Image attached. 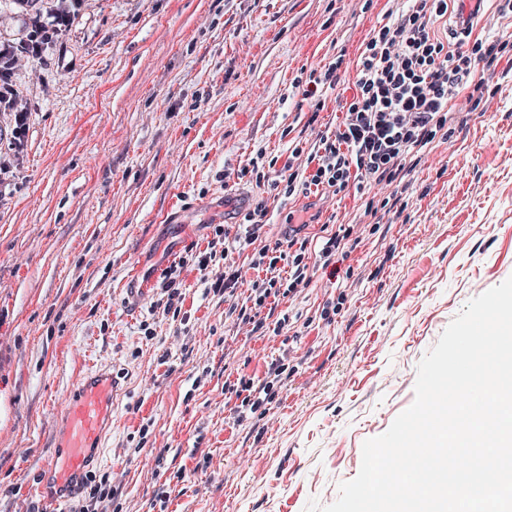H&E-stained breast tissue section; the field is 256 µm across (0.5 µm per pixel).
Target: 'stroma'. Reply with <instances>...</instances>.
I'll return each instance as SVG.
<instances>
[{"instance_id": "obj_1", "label": "stroma", "mask_w": 512, "mask_h": 512, "mask_svg": "<svg viewBox=\"0 0 512 512\" xmlns=\"http://www.w3.org/2000/svg\"><path fill=\"white\" fill-rule=\"evenodd\" d=\"M60 0H0V43L52 24ZM401 0H83L13 77L23 150L0 112V512H42V479L78 370H110L112 425L59 512H305L355 478L365 440L415 399L417 367L473 298L512 277V50L480 61L483 101L388 191H271L355 93V63ZM339 82L304 97L315 72ZM264 181H257V174ZM265 201L233 260L232 302L191 253ZM361 223L310 263L260 331L240 323L253 254ZM181 262V312L162 273ZM271 381L238 408L227 383ZM320 474L312 482L311 474ZM362 231V224H341L338 230L334 232L331 231L327 236L321 237L322 240L319 244L316 242L313 253L316 257L318 256L320 260H323L324 265H329L335 258L336 253L339 251L342 253L350 242H352L350 246L357 244L360 235H362Z\"/></svg>"}]
</instances>
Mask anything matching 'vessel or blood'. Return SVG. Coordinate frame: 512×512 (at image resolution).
Listing matches in <instances>:
<instances>
[{
  "mask_svg": "<svg viewBox=\"0 0 512 512\" xmlns=\"http://www.w3.org/2000/svg\"><path fill=\"white\" fill-rule=\"evenodd\" d=\"M116 389L110 372H85L74 395L68 400L66 429L54 454L42 466L43 484L33 494L62 498L74 494L83 474L91 467L112 416V395Z\"/></svg>",
  "mask_w": 512,
  "mask_h": 512,
  "instance_id": "1",
  "label": "vessel or blood"
}]
</instances>
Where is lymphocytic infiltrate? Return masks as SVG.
Segmentation results:
<instances>
[{"label":"lymphocytic infiltrate","instance_id":"f902f5d3","mask_svg":"<svg viewBox=\"0 0 512 512\" xmlns=\"http://www.w3.org/2000/svg\"><path fill=\"white\" fill-rule=\"evenodd\" d=\"M448 16L453 23L446 35H439L435 26ZM69 20V15L58 16L53 25L38 27L19 45H0V109L13 112L16 134L25 130L27 111L21 108L12 81L14 70L21 58L41 57L45 45ZM474 24V16L464 13L463 0H408L407 7L366 43L356 63V93L342 121L334 132L319 134L307 157L313 172L289 173L285 196L315 189L339 194L365 182L389 186L397 181L407 161L420 159L437 132L452 121V101L473 84L476 60L466 45ZM265 210L260 203L244 214L243 233L232 236L225 227H216L206 253L198 259L199 271L258 240ZM361 233V225L342 224L322 238L316 251L300 244L289 252V272L284 276L277 270L278 257L259 251L250 263L255 272L252 305L240 309V322L263 329L261 312L270 299L308 286L312 257L331 263Z\"/></svg>","mask_w":512,"mask_h":512}]
</instances>
